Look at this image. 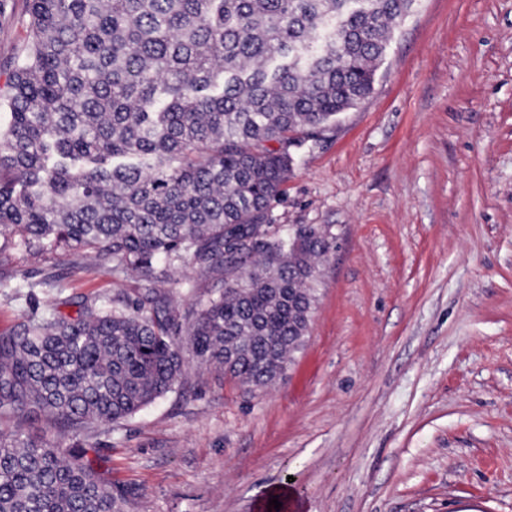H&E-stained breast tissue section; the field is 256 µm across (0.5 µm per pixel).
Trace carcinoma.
Here are the masks:
<instances>
[{"mask_svg": "<svg viewBox=\"0 0 512 512\" xmlns=\"http://www.w3.org/2000/svg\"><path fill=\"white\" fill-rule=\"evenodd\" d=\"M413 0H27L0 89V252L64 246L136 297L53 307L0 336V414L72 431L169 392L182 345L256 388L277 381L334 238L272 223L308 138L367 98ZM239 278L181 323L172 270ZM0 512H122L87 448L0 429Z\"/></svg>", "mask_w": 512, "mask_h": 512, "instance_id": "carcinoma-1", "label": "carcinoma"}]
</instances>
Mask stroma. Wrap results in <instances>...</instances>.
I'll return each mask as SVG.
<instances>
[{
    "label": "stroma",
    "instance_id": "stroma-1",
    "mask_svg": "<svg viewBox=\"0 0 512 512\" xmlns=\"http://www.w3.org/2000/svg\"><path fill=\"white\" fill-rule=\"evenodd\" d=\"M291 153L272 221L337 246L282 378L253 389L186 346L125 421L0 428L95 449L123 512H268L284 485L287 512H512V0H416L370 96ZM0 277V336L138 286L64 247L1 253ZM226 278L180 266L161 289L185 316Z\"/></svg>",
    "mask_w": 512,
    "mask_h": 512
}]
</instances>
